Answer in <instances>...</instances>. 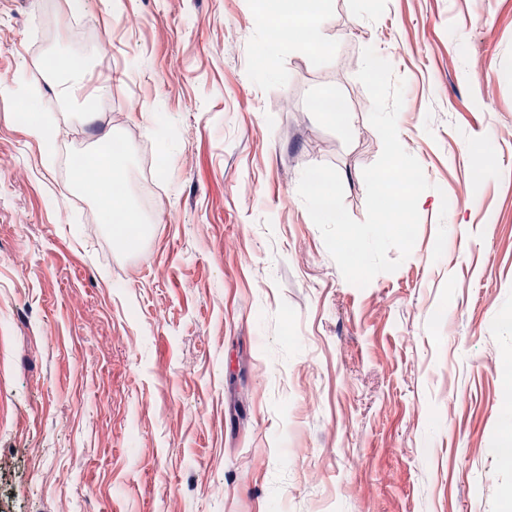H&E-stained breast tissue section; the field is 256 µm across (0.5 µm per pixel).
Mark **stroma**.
I'll use <instances>...</instances> for the list:
<instances>
[{"instance_id": "1", "label": "stroma", "mask_w": 512, "mask_h": 512, "mask_svg": "<svg viewBox=\"0 0 512 512\" xmlns=\"http://www.w3.org/2000/svg\"><path fill=\"white\" fill-rule=\"evenodd\" d=\"M44 3L0 0V512H503L512 0H329L319 52L265 56L263 0H66L96 22L79 46L41 38ZM369 46L430 187L411 254L359 288L298 184L333 166L365 219ZM59 47L111 117L82 122L49 70L23 82ZM30 90L54 140L122 131L133 184L153 161L135 250L85 223Z\"/></svg>"}]
</instances>
